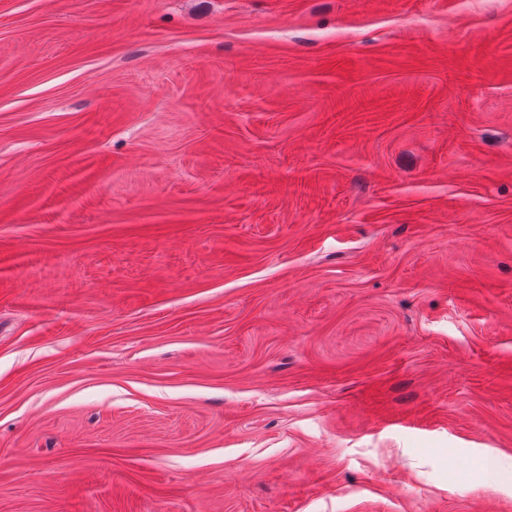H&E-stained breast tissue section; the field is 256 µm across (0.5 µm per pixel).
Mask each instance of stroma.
Listing matches in <instances>:
<instances>
[{"instance_id":"obj_1","label":"stroma","mask_w":512,"mask_h":512,"mask_svg":"<svg viewBox=\"0 0 512 512\" xmlns=\"http://www.w3.org/2000/svg\"><path fill=\"white\" fill-rule=\"evenodd\" d=\"M0 512H512V0H0Z\"/></svg>"}]
</instances>
